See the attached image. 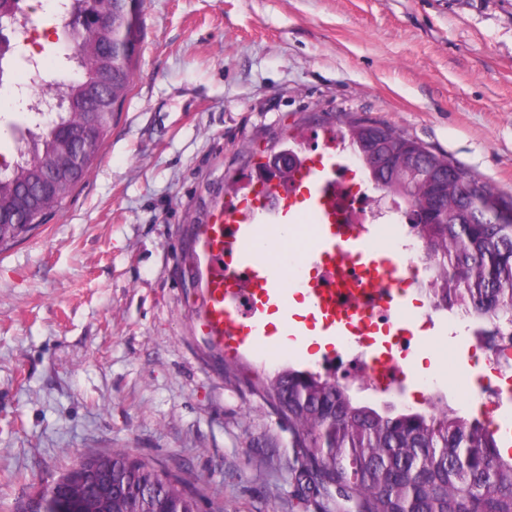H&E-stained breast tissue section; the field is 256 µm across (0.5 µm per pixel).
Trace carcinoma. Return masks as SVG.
Returning a JSON list of instances; mask_svg holds the SVG:
<instances>
[{
  "label": "carcinoma",
  "instance_id": "carcinoma-1",
  "mask_svg": "<svg viewBox=\"0 0 512 512\" xmlns=\"http://www.w3.org/2000/svg\"><path fill=\"white\" fill-rule=\"evenodd\" d=\"M112 31L124 51L112 54V83L98 90L109 108L131 90L140 55L143 0H111ZM107 36L90 28L82 39L80 79L63 87L64 101L50 122H38L32 152L0 168V246L42 224L44 213L60 206L100 155L112 117L90 134L80 165L64 183L37 188L43 162L60 147L64 130L81 123L85 87L99 75L90 49ZM369 181L410 207L412 223L425 244L435 307H456L493 329L512 330V205L495 188L481 184L446 155L388 126L353 123L340 132ZM403 158L406 168L387 171L375 157ZM433 176L448 193V216L433 212L418 173ZM479 192L478 203L471 193ZM265 395L288 419L299 447L319 476L325 494L336 493L351 512H512V454L479 421L447 406L427 411L378 410L320 373L285 369L270 377ZM112 468V499L97 502L89 486L82 496L92 512H164L170 502L180 512H199L197 498L162 469L135 460L121 449L92 456Z\"/></svg>",
  "mask_w": 512,
  "mask_h": 512
}]
</instances>
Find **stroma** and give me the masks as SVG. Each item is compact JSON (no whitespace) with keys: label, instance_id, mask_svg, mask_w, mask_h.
Listing matches in <instances>:
<instances>
[{"label":"stroma","instance_id":"stroma-1","mask_svg":"<svg viewBox=\"0 0 512 512\" xmlns=\"http://www.w3.org/2000/svg\"><path fill=\"white\" fill-rule=\"evenodd\" d=\"M353 121L392 127L512 195V0H145L129 95L86 177L0 251V512L112 448L202 512H345L304 473L261 387L321 371L299 344L231 349L208 325L203 243L268 154ZM0 115V160L31 134ZM403 394L466 413L473 319L409 288Z\"/></svg>","mask_w":512,"mask_h":512}]
</instances>
